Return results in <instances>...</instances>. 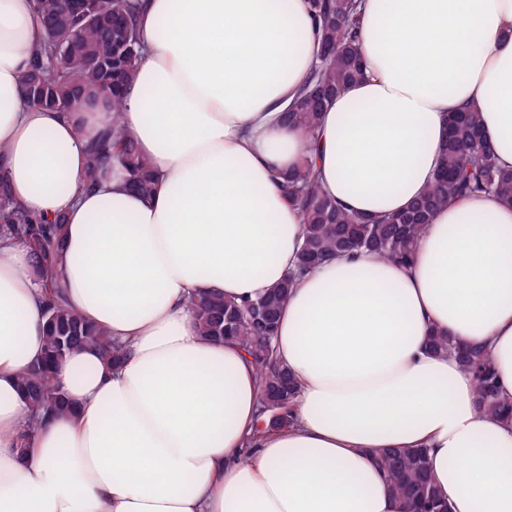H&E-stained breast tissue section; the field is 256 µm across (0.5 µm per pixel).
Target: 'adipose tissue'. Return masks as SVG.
<instances>
[{"instance_id": "obj_1", "label": "adipose tissue", "mask_w": 512, "mask_h": 512, "mask_svg": "<svg viewBox=\"0 0 512 512\" xmlns=\"http://www.w3.org/2000/svg\"><path fill=\"white\" fill-rule=\"evenodd\" d=\"M142 60L124 110L56 112L20 84L44 40L36 0H0V180L62 221L63 293L125 346L60 364L71 413L30 416L19 376L45 347L34 255L0 238V512H404L375 461L424 448L451 512H512V423L483 416L475 380L432 353L434 331L487 345L512 399V206L462 197L413 260L331 256L299 278L276 349L298 385L292 424L259 416L251 358L198 333L190 302L256 299L294 268L302 216L279 177L312 156L349 211L406 210L441 164L451 112L482 111L512 169V0H362L365 77L308 139L285 113L319 52L308 0H141ZM158 172L143 197L88 142L113 119Z\"/></svg>"}]
</instances>
